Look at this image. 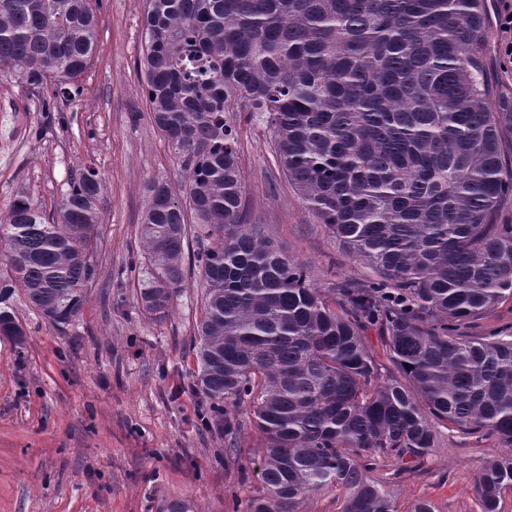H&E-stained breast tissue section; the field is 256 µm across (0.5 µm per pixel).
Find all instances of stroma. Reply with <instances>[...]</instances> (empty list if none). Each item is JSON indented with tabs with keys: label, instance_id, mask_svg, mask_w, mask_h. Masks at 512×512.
<instances>
[{
	"label": "stroma",
	"instance_id": "obj_1",
	"mask_svg": "<svg viewBox=\"0 0 512 512\" xmlns=\"http://www.w3.org/2000/svg\"><path fill=\"white\" fill-rule=\"evenodd\" d=\"M486 76L494 92L512 88V65L497 49L501 0H487ZM98 37L79 77L81 96L33 92L0 71V217L28 197L44 216L56 210L71 175L92 168L102 179L99 276L81 317L51 324L15 292L23 346L0 336V512H165L175 500L193 512H232L260 495L253 472L262 438L249 405L235 466L225 467L223 435L199 417L196 326L206 285L188 270L165 318L139 303L147 261L139 235L146 184L179 188L183 172L151 122L140 67L146 0H95ZM51 110H44V101ZM249 209L314 287L329 290L374 275L346 253L274 162L265 124L233 114ZM422 461L377 458L372 476L396 512L416 500L436 512H479L475 479L504 454L497 440H474L446 422Z\"/></svg>",
	"mask_w": 512,
	"mask_h": 512
}]
</instances>
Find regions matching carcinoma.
<instances>
[{
    "instance_id": "cac0c4a2",
    "label": "carcinoma",
    "mask_w": 512,
    "mask_h": 512,
    "mask_svg": "<svg viewBox=\"0 0 512 512\" xmlns=\"http://www.w3.org/2000/svg\"><path fill=\"white\" fill-rule=\"evenodd\" d=\"M146 103L184 172L181 194L147 185L139 227L150 275L141 305L162 318L190 241L207 284L194 386L235 461L246 403L264 438L263 494L244 512H296L329 486L342 512H394L375 458L423 459L431 420L512 449V334L466 324L512 294V102L490 107L486 0H147ZM90 0H0V70L35 90L80 94L94 54ZM229 112L265 123L276 162L317 223L379 278L334 289L249 220ZM101 178L72 177L51 220L26 198L0 224V329L21 345L11 298L47 320L82 316L97 278ZM212 245H203V242ZM384 334V377L363 333ZM512 452L475 492L498 512Z\"/></svg>"
}]
</instances>
